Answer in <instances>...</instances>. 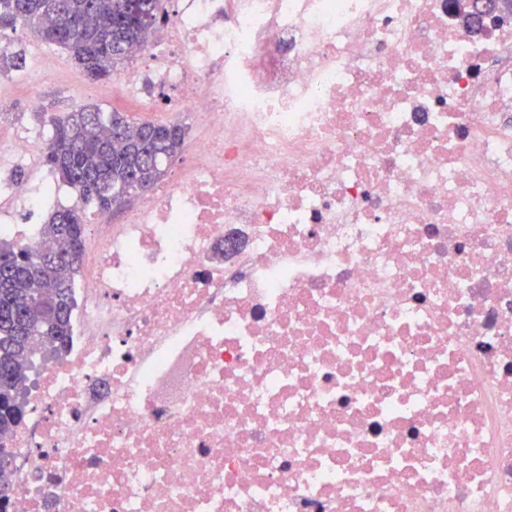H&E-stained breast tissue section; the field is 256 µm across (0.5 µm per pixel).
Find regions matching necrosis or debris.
Instances as JSON below:
<instances>
[{
  "label": "necrosis or debris",
  "mask_w": 512,
  "mask_h": 512,
  "mask_svg": "<svg viewBox=\"0 0 512 512\" xmlns=\"http://www.w3.org/2000/svg\"><path fill=\"white\" fill-rule=\"evenodd\" d=\"M176 2L109 91L194 131L93 220L6 512H512V11Z\"/></svg>",
  "instance_id": "1"
}]
</instances>
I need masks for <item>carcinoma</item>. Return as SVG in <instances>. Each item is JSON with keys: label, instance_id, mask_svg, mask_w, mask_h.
Here are the masks:
<instances>
[{"label": "carcinoma", "instance_id": "cac0c4a2", "mask_svg": "<svg viewBox=\"0 0 512 512\" xmlns=\"http://www.w3.org/2000/svg\"><path fill=\"white\" fill-rule=\"evenodd\" d=\"M48 0H0V30L23 26L70 53L85 75H112L128 60L132 44L145 45L166 21L162 0H63L55 16ZM25 68L22 50L0 51V63ZM44 159L72 189L76 203L47 215L38 234L61 250L60 260L44 250L0 239V441L27 414L25 368L40 353L59 354L70 336L73 288L81 266L86 206L119 207L164 176V165L182 150L179 123H132L97 104L48 117Z\"/></svg>", "mask_w": 512, "mask_h": 512}]
</instances>
